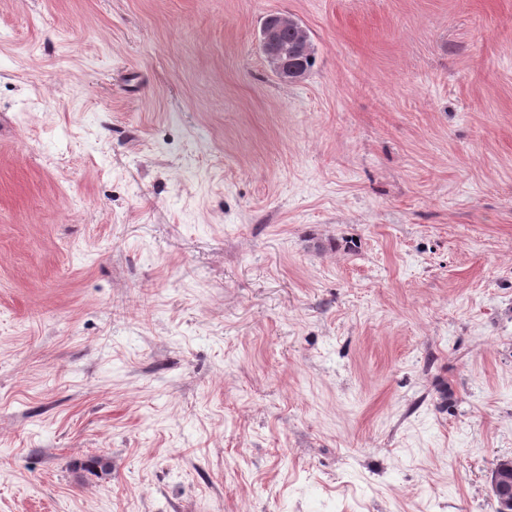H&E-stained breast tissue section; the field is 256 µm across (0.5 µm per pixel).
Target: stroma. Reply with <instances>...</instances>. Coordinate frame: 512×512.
<instances>
[{"label":"stroma","instance_id":"1","mask_svg":"<svg viewBox=\"0 0 512 512\" xmlns=\"http://www.w3.org/2000/svg\"><path fill=\"white\" fill-rule=\"evenodd\" d=\"M506 455L512 0H0V512H494ZM283 22H288V17L271 15L261 30L260 44L276 77L287 83H297L308 74L302 65L303 57L309 55V49L306 46L291 48L281 42L280 30Z\"/></svg>","mask_w":512,"mask_h":512}]
</instances>
